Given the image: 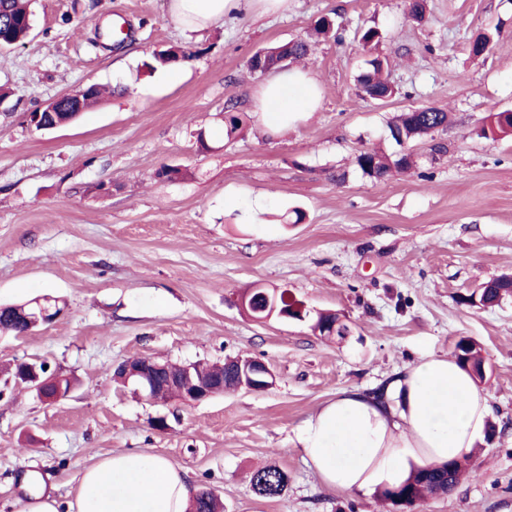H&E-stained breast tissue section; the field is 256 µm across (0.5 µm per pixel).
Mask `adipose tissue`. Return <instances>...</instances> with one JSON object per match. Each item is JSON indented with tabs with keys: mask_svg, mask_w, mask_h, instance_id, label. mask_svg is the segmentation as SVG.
<instances>
[{
	"mask_svg": "<svg viewBox=\"0 0 512 512\" xmlns=\"http://www.w3.org/2000/svg\"><path fill=\"white\" fill-rule=\"evenodd\" d=\"M288 0H170L171 17L198 32L230 15L277 14ZM321 90L300 68L277 72L254 96V109L271 129L293 115L316 111ZM385 403L342 391L298 429L296 443L328 488L373 492L403 481L407 458L444 463L474 457L492 405L489 395L445 354H429L387 387ZM194 489L185 475L154 453L120 452L84 467L69 512H189Z\"/></svg>",
	"mask_w": 512,
	"mask_h": 512,
	"instance_id": "adipose-tissue-1",
	"label": "adipose tissue"
}]
</instances>
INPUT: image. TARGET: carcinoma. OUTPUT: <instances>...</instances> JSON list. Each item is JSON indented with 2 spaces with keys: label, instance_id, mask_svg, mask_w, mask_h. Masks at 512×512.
<instances>
[{
  "label": "carcinoma",
  "instance_id": "obj_1",
  "mask_svg": "<svg viewBox=\"0 0 512 512\" xmlns=\"http://www.w3.org/2000/svg\"><path fill=\"white\" fill-rule=\"evenodd\" d=\"M33 13L30 10L29 0H0V47H15L23 43L30 35ZM315 39L334 37L342 39V28L336 25L335 20L322 15L313 25ZM311 42L302 39L291 40L286 43L268 48L267 54L258 62L248 63L251 71L261 68L264 70L277 68V62L283 56L299 59L308 55ZM176 48L169 47L151 55V61L144 63L149 70L165 67L171 61L177 60ZM367 68L359 75V84L362 96L376 99L378 97H392L396 94L395 88L382 78L384 60L374 57L366 61ZM99 91L89 86L56 98L53 108H43L42 115L47 117L49 123H71L80 116V109L87 104L97 102ZM448 124V113L440 108L423 107L418 112H403L396 117L390 127L392 138L399 144L412 142L428 136ZM243 129L242 118L232 112L224 116V137L232 140ZM481 135L486 138H505L512 136V117L505 112L490 108L481 128ZM355 162L363 174L375 179L383 180L392 171L410 168L411 160L407 154L389 155L376 150H363L356 157ZM512 293V275H502L485 283L479 294V302L484 306H492L508 294ZM38 305H18L0 311V333L23 335L37 327ZM312 329H323V324L332 321L337 323L336 335L343 337L348 327L339 322L338 315L334 313L317 312L310 316ZM455 357L462 367H473L477 373H482L484 358L481 348L472 340L462 338L455 345ZM235 363H226L220 367L192 366L194 376L202 380H211L224 377V388L236 387ZM467 472L464 462H448L442 465H427L417 468L410 477L400 486L388 489L382 496L398 506H411L428 495L448 494L454 490ZM287 475L277 467L269 466L256 471L251 477L254 492L265 498H275L286 490ZM221 504L212 496L209 488L198 489L193 497L191 512H220Z\"/></svg>",
  "mask_w": 512,
  "mask_h": 512
}]
</instances>
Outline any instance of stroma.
Wrapping results in <instances>:
<instances>
[{
  "label": "stroma",
  "mask_w": 512,
  "mask_h": 512,
  "mask_svg": "<svg viewBox=\"0 0 512 512\" xmlns=\"http://www.w3.org/2000/svg\"><path fill=\"white\" fill-rule=\"evenodd\" d=\"M168 5L31 0L29 38L0 51V305L66 304L27 335L0 334V366L43 362L75 381L48 404L0 373V512H16L30 474L65 502L82 468L127 450L162 454L224 512H401L376 492L324 487L294 432L340 392L374 391L463 337L482 350L493 431L451 494L402 512H512V295L492 307L472 299L512 274V138L480 134L489 108L512 110V0H426L420 21L407 0H290L287 15L242 13L198 33ZM325 14L342 40L318 41L298 62L321 108L271 131L253 101L265 76L248 61ZM367 28L382 33L371 53L354 38ZM486 29L489 53L470 55ZM170 46L190 59L144 68ZM374 54L388 60L392 98L359 95ZM91 85L108 93L77 121L28 124ZM427 106L447 112V127L399 147L390 123ZM231 109L245 129L228 141ZM373 147L412 153L415 165L374 180L355 163ZM170 167L179 176H162ZM259 289L337 313L346 336L250 317L241 298ZM239 356L264 361L274 385L154 403L115 375L139 357ZM268 466L288 476L276 498L251 487Z\"/></svg>",
  "instance_id": "stroma-1"
}]
</instances>
